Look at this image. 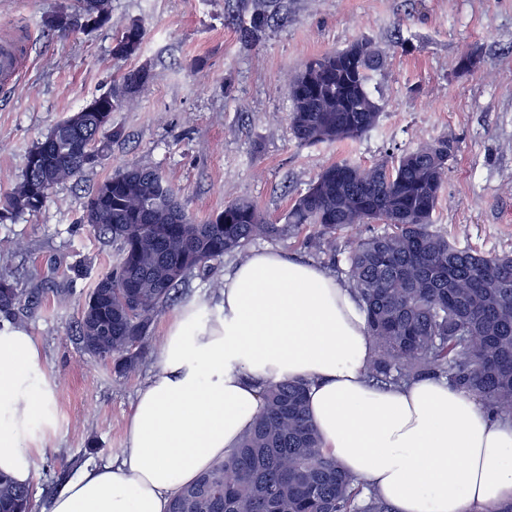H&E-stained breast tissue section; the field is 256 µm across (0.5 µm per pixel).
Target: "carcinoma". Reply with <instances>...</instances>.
I'll return each mask as SVG.
<instances>
[{
	"mask_svg": "<svg viewBox=\"0 0 512 512\" xmlns=\"http://www.w3.org/2000/svg\"><path fill=\"white\" fill-rule=\"evenodd\" d=\"M109 0H78L74 14L48 21L103 27ZM144 29L126 26L112 55L125 60L141 47ZM386 55L365 39L307 62L288 83L290 129L301 143L355 141L378 122L384 104L369 89ZM153 78L146 66L128 70L118 85L93 98L75 132L83 149L101 159V139L121 137L112 113L127 108ZM453 142L440 137L402 153L392 164L348 161L324 167L287 215L271 224L251 202L234 201L198 222L155 170L126 166L91 194L84 223L120 242L118 264L98 281L77 322L85 350L126 371L133 349L146 345L158 314L195 269L242 251L254 238L289 237L314 226L336 248L349 234L345 286L363 302L376 346L368 380L380 388L432 376L475 395L512 420V255L461 248L431 229ZM89 164L72 141L49 135L29 151L22 182L0 202V223L40 211L45 190ZM360 224L387 229L365 237ZM28 304L0 277V318L10 322ZM261 408L238 450L182 487L170 512H394L377 492L361 497L357 479L320 450L306 405V383L280 381L261 391ZM29 489L0 477V512H32Z\"/></svg>",
	"mask_w": 512,
	"mask_h": 512,
	"instance_id": "1",
	"label": "carcinoma"
}]
</instances>
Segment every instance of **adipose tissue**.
<instances>
[{
  "label": "adipose tissue",
  "mask_w": 512,
  "mask_h": 512,
  "mask_svg": "<svg viewBox=\"0 0 512 512\" xmlns=\"http://www.w3.org/2000/svg\"><path fill=\"white\" fill-rule=\"evenodd\" d=\"M358 298L314 263L267 248L224 278L217 306L192 297L166 325L138 390L121 458L89 464L48 512H169L229 457L264 386L307 383L321 449L398 512H474L512 500V423L445 380L376 389ZM56 383L38 336L0 329V473L31 487L56 434Z\"/></svg>",
  "instance_id": "obj_1"
}]
</instances>
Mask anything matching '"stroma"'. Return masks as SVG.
<instances>
[{"label":"stroma","mask_w":512,"mask_h":512,"mask_svg":"<svg viewBox=\"0 0 512 512\" xmlns=\"http://www.w3.org/2000/svg\"><path fill=\"white\" fill-rule=\"evenodd\" d=\"M269 24L252 31L257 4ZM75 0H0V31L31 34L16 88L0 92V197L23 179L29 150L63 119L150 67L132 108L114 112L122 138L95 167L56 185L46 206L0 223V276L36 292L17 317L39 336L57 384L58 432L31 487L35 512L88 463L120 453L156 345L127 372L88 353L75 331L85 298L117 263L119 242L95 234L85 207L99 183L128 165L158 171L187 213L203 221L248 200L281 224L294 198L337 161L372 165L445 136L455 142L433 214L435 231L484 254H512V0H110L109 25L59 36L47 18ZM139 23V52L115 61L116 35ZM367 39L386 51L370 88L377 125L352 143L305 145L288 122L289 78L308 60ZM346 233L328 249L314 227L269 241L333 274L345 269ZM243 258L224 255L188 274L179 300L213 295Z\"/></svg>","instance_id":"obj_1"}]
</instances>
